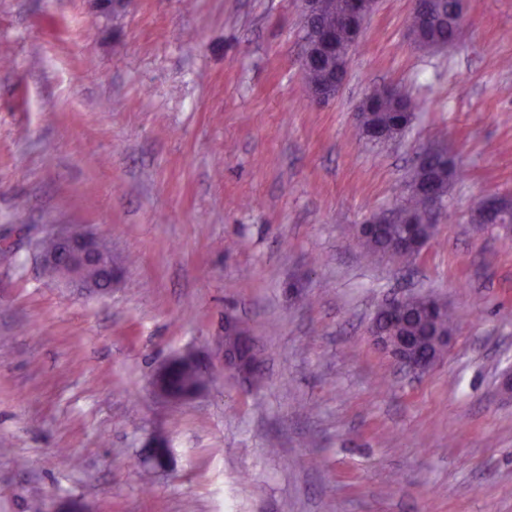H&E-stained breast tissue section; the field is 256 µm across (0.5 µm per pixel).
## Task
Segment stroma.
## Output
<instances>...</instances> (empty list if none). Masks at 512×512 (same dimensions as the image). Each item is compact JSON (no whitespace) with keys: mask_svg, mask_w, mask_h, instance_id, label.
Returning a JSON list of instances; mask_svg holds the SVG:
<instances>
[{"mask_svg":"<svg viewBox=\"0 0 512 512\" xmlns=\"http://www.w3.org/2000/svg\"><path fill=\"white\" fill-rule=\"evenodd\" d=\"M456 40L377 0L334 100L305 96L301 0H0V512H512V0H463ZM379 86L420 107L384 145ZM457 174L413 264L357 232L400 207L419 152ZM92 228L112 289L43 273L50 229ZM439 298L452 340L398 370L376 307ZM242 320L260 367H224ZM194 353L203 387L151 381ZM166 437L170 466L139 459ZM370 335L375 343L383 347L392 359L401 367L413 374H424L430 371L436 362L422 357L403 341L385 336L379 329L376 321H372L369 328Z\"/></svg>","mask_w":512,"mask_h":512,"instance_id":"35a3bbf8","label":"stroma"}]
</instances>
